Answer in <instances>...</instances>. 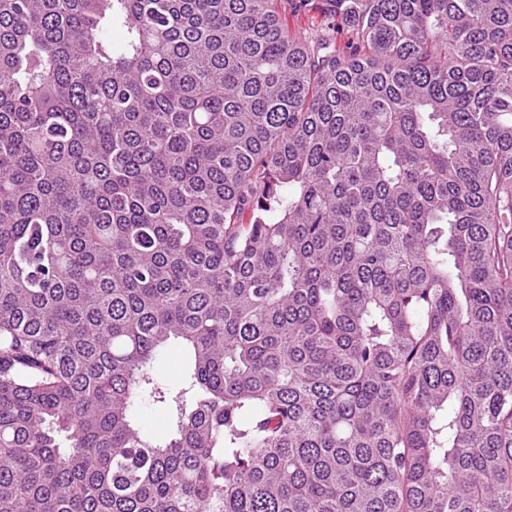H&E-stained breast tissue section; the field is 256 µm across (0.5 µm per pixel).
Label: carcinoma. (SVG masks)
Here are the masks:
<instances>
[{
  "instance_id": "1",
  "label": "carcinoma",
  "mask_w": 512,
  "mask_h": 512,
  "mask_svg": "<svg viewBox=\"0 0 512 512\" xmlns=\"http://www.w3.org/2000/svg\"><path fill=\"white\" fill-rule=\"evenodd\" d=\"M334 2L0 0V512H512V0ZM275 6L288 28L301 37L312 29L325 28L331 20L328 0H276ZM184 365L182 350L176 343H172L157 360L154 371L161 380L176 385L182 377ZM135 413L140 424L154 434H162L165 427V415L163 410L149 401L138 402L135 405Z\"/></svg>"
}]
</instances>
